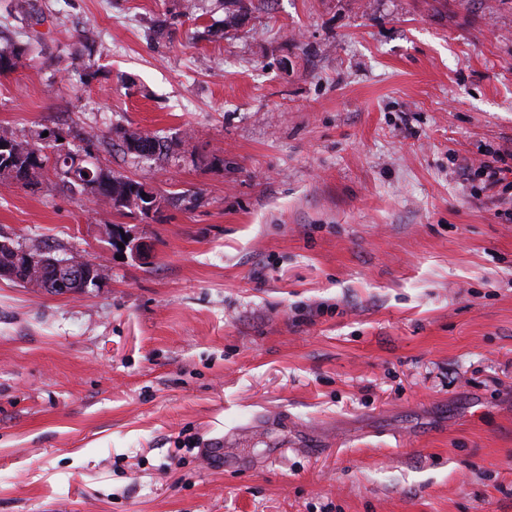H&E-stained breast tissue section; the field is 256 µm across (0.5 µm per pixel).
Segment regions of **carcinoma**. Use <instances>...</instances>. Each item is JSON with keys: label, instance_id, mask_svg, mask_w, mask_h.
Listing matches in <instances>:
<instances>
[{"label": "carcinoma", "instance_id": "carcinoma-1", "mask_svg": "<svg viewBox=\"0 0 512 512\" xmlns=\"http://www.w3.org/2000/svg\"><path fill=\"white\" fill-rule=\"evenodd\" d=\"M15 10L21 19L34 18L41 22L44 17L39 14L32 0H16ZM28 48L17 44H9L0 48V74L14 72L21 65ZM120 147L126 154L137 158L163 162L172 151L171 143L156 135L135 129L122 127L116 130ZM62 133L48 130H35L28 136L18 137L14 133L3 130L0 132V180L17 179V184L31 187L39 184L44 171L51 168L59 179L63 189L85 200L106 206L119 212H138L144 216L157 212L165 202L164 196L147 185L132 180L111 169L96 165L88 171L71 170L66 165L67 157L74 149L66 148L59 141ZM73 262L75 272H87L96 276H104L102 264L94 263L76 256L68 257ZM53 271L39 264L17 267L14 282L21 284L32 277L48 278Z\"/></svg>", "mask_w": 512, "mask_h": 512}]
</instances>
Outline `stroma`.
Here are the masks:
<instances>
[{"label": "stroma", "mask_w": 512, "mask_h": 512, "mask_svg": "<svg viewBox=\"0 0 512 512\" xmlns=\"http://www.w3.org/2000/svg\"><path fill=\"white\" fill-rule=\"evenodd\" d=\"M174 2L36 0L0 75V131L175 143L93 149L149 217L0 182V240L105 266L0 279V512H512V173H477L512 151V0ZM28 48L17 44H9L0 48V74L6 75L14 72L21 65ZM116 135L121 143L119 146L124 153L136 158L163 162L169 158V154L172 151L171 143L163 140L164 138L139 130L121 127L116 130ZM130 140L138 143L134 148V152L131 150ZM484 156H487L485 160H483L479 167V172L481 175H484L489 182V185L495 186L500 182L505 180V173L511 172L512 169L502 168L496 164L505 162V159L498 152H488ZM39 262L36 261L34 265L24 267V266H18L16 271V278H4L8 279L10 281L16 282L20 285L24 284L27 285L29 288H33L36 290L44 291L46 292V288H60L63 290H66L67 288H74L79 287L81 284L80 276L78 275L75 277V275L71 274V263L69 261H61L56 262L54 261V269L55 272L53 274V270H49L48 267H41L38 264ZM53 274V280H55V284H52V282L47 281L43 282L41 280H38L36 278L43 277L49 278ZM31 281L26 282V279H31ZM22 283V284H21ZM22 285V286H24Z\"/></svg>", "instance_id": "35a3bbf8"}]
</instances>
